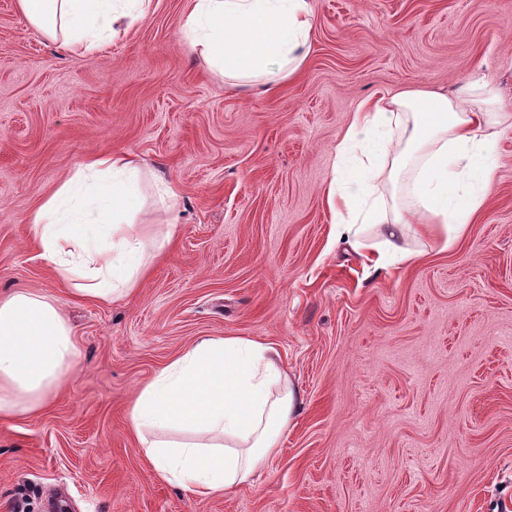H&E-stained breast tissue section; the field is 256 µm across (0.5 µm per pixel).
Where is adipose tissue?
<instances>
[{
  "label": "adipose tissue",
  "mask_w": 512,
  "mask_h": 512,
  "mask_svg": "<svg viewBox=\"0 0 512 512\" xmlns=\"http://www.w3.org/2000/svg\"><path fill=\"white\" fill-rule=\"evenodd\" d=\"M151 0H17L32 26L72 52L92 53L143 19ZM314 18L309 0H192L186 42L224 78L275 85L307 59ZM497 86L475 79L459 94L405 90L358 103L336 146L328 204L348 242L363 245L367 225L388 224L374 267L414 260L398 244L408 226L450 248L474 221L493 186ZM403 183L385 218L375 179ZM168 214L146 237L133 214L146 196ZM178 183L147 174L132 152L86 157L29 216L41 255L69 291L111 303L134 290L149 258L173 243ZM74 331L46 296L0 295V420L39 414L70 383ZM298 395L271 346L238 337L203 339L144 384L128 413L138 446L158 477L198 496L252 481L277 447ZM173 431L193 433L171 441Z\"/></svg>",
  "instance_id": "ef3b65f1"
}]
</instances>
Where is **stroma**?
Instances as JSON below:
<instances>
[{
    "mask_svg": "<svg viewBox=\"0 0 512 512\" xmlns=\"http://www.w3.org/2000/svg\"><path fill=\"white\" fill-rule=\"evenodd\" d=\"M190 0L84 56L0 0V293L51 297L78 342L39 415L0 421V512H512V120L492 192L451 249L373 268L326 192L356 104L472 74L512 102V0H311V51L236 86L181 35ZM130 151L182 188L170 251L122 299L63 289L27 218L90 154ZM273 345L300 400L251 483L159 479L127 409L209 337Z\"/></svg>",
    "mask_w": 512,
    "mask_h": 512,
    "instance_id": "obj_1",
    "label": "stroma"
}]
</instances>
